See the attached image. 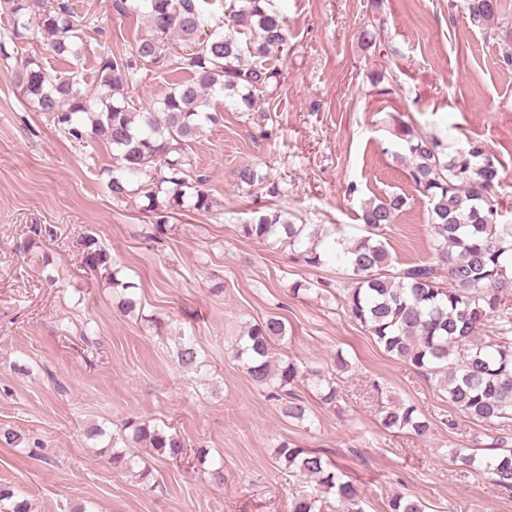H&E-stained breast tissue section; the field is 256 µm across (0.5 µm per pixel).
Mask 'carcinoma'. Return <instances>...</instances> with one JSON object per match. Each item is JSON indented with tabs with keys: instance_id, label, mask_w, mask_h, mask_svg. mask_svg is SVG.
I'll return each instance as SVG.
<instances>
[{
	"instance_id": "1",
	"label": "carcinoma",
	"mask_w": 512,
	"mask_h": 512,
	"mask_svg": "<svg viewBox=\"0 0 512 512\" xmlns=\"http://www.w3.org/2000/svg\"><path fill=\"white\" fill-rule=\"evenodd\" d=\"M241 2L226 29L216 27L204 37L200 0H140L152 35L140 40L129 55L101 59L99 91L93 98L82 93L78 72L54 73L36 53L22 61L15 86L64 136L79 143L99 138L112 147L116 166L107 187L113 199L137 191L143 210L159 225L168 223L180 208L209 214L217 202L207 188V176L196 171L189 142L206 125L223 120L221 101L231 100L242 112L253 110L255 93L278 82L280 72L270 65V57L288 37L283 18L268 8L270 0ZM464 9L475 26L501 41L512 40L511 3L464 0ZM0 10L9 15L16 40L24 38L26 20L37 19L44 50L62 60L77 57L76 43L91 25L67 0H0ZM242 34L248 40H242ZM171 36L186 43L184 53L166 51ZM148 63L159 64L170 74L188 71L191 79L176 83L159 105L137 109L123 91ZM400 148L401 159L411 164V178L430 202V260L394 264L387 232L405 205L398 196L365 203V235L348 244L335 239L332 246L319 248L333 231L323 225L296 224L276 206L255 212L240 225L241 235L263 242L272 239L310 268L342 261L350 272L348 313L376 343L435 379L459 411L512 430V225L503 222L494 194L499 183L495 158L473 143L450 152L441 138L411 129ZM133 179L137 187L132 190ZM236 179L260 194H279V185L253 166L238 168ZM109 284L119 295L123 312L140 306L137 283L118 278L115 269ZM286 333L284 321L269 316L236 338L235 353L251 380L270 390L282 413L303 421L308 411L294 385L313 376L325 405L336 404L337 387L319 370L273 358V345ZM176 356L184 368L199 363L190 338L178 345ZM382 423L417 436L431 428L412 405L388 408ZM127 428L158 457L180 460L187 455L175 431L134 418ZM452 455L467 467L494 475L498 486L512 491V448L480 458L456 448ZM277 456L292 475L310 478L342 500H357L353 483L322 453L285 443ZM108 463L141 481L151 476L143 457L123 450L112 449ZM318 502L316 496L294 498L289 512H321ZM389 510L424 512V505L396 494ZM0 512H31V506L22 492L1 484Z\"/></svg>"
}]
</instances>
